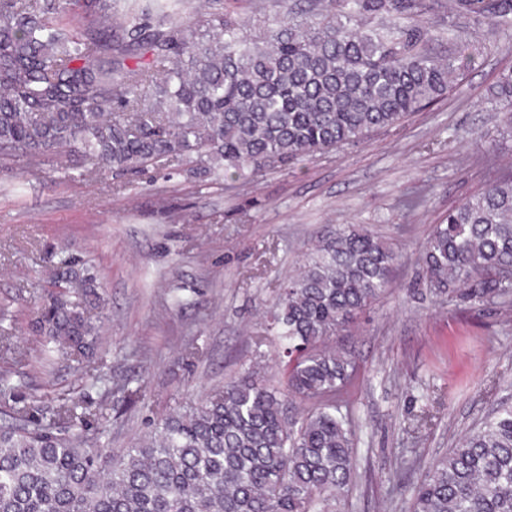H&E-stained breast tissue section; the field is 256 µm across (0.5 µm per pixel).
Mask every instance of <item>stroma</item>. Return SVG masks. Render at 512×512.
I'll return each mask as SVG.
<instances>
[{"instance_id": "obj_1", "label": "stroma", "mask_w": 512, "mask_h": 512, "mask_svg": "<svg viewBox=\"0 0 512 512\" xmlns=\"http://www.w3.org/2000/svg\"><path fill=\"white\" fill-rule=\"evenodd\" d=\"M439 0L419 24L451 27L435 53L468 65L449 93L400 128L250 180L162 163L117 178L0 168V412L47 419L67 398H107L109 444L148 438L165 415L260 364L276 380L266 312L317 240L362 224L403 252L387 291L333 336L358 372L348 386L358 471L343 512H406L426 468L512 402V304L438 301L419 249L449 207L512 172L492 98L512 36ZM86 267L101 288L94 363L45 364L29 331L51 262ZM200 356H193L192 348Z\"/></svg>"}]
</instances>
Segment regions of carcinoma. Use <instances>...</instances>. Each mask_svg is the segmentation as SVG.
<instances>
[{"label":"carcinoma","instance_id":"1","mask_svg":"<svg viewBox=\"0 0 512 512\" xmlns=\"http://www.w3.org/2000/svg\"><path fill=\"white\" fill-rule=\"evenodd\" d=\"M249 24L224 0H0V164L29 171L66 147L93 176L176 161L243 175L391 130L448 93L464 56L408 22L427 0H272ZM454 10L512 31V0ZM135 65L128 66V61ZM494 99L512 140V70ZM400 255L364 226L318 240L270 312L281 387L253 366L169 412L150 441L90 448L103 401L52 419L28 407L0 427V512H340L357 469L337 397L356 361L329 345L388 287ZM431 292L472 309L512 300V174L448 209L423 246ZM94 278L62 258L31 323L47 358L88 361ZM314 405L288 420L285 398ZM408 512H512V402L500 403L425 472Z\"/></svg>","mask_w":512,"mask_h":512}]
</instances>
